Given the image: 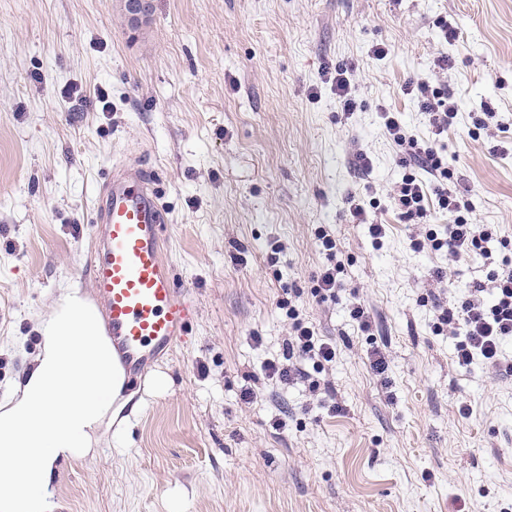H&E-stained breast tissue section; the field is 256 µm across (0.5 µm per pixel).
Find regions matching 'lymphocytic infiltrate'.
Returning <instances> with one entry per match:
<instances>
[{"label": "lymphocytic infiltrate", "mask_w": 512, "mask_h": 512, "mask_svg": "<svg viewBox=\"0 0 512 512\" xmlns=\"http://www.w3.org/2000/svg\"><path fill=\"white\" fill-rule=\"evenodd\" d=\"M451 67L448 55H441L434 61L438 79L411 82L405 87L406 94L428 118L430 138L421 139L410 133L399 113L383 111L382 120L386 134L399 149L402 164L413 168L390 196L400 223L425 227L424 232L411 236L410 247L418 253H447L449 264L454 265L472 252H488L490 243L497 241L499 235L492 225L472 222L475 205L471 189L454 178L444 156L443 137L455 125L459 112L447 82L441 79ZM435 210L448 216L443 228L428 225ZM316 237L328 264L318 277L313 294L324 303L338 299L342 267L337 260L335 237L324 230L318 231ZM433 309L435 332H449L456 340L455 361L459 366L467 368L479 362L493 369L501 368V347L512 340V263L502 262L493 270L489 285H473L465 297L435 302ZM286 314L291 334L285 342L283 359L266 362V375L284 383L305 378L311 392L331 395V384L309 379L304 364L309 360L319 366L335 362V341L317 335L295 305H287Z\"/></svg>", "instance_id": "1"}]
</instances>
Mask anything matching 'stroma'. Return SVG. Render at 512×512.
<instances>
[{
  "instance_id": "stroma-1",
  "label": "stroma",
  "mask_w": 512,
  "mask_h": 512,
  "mask_svg": "<svg viewBox=\"0 0 512 512\" xmlns=\"http://www.w3.org/2000/svg\"><path fill=\"white\" fill-rule=\"evenodd\" d=\"M443 18L462 39L441 40ZM443 53L459 107L448 165L473 191V221L512 238V0H150L136 28L125 0H0V400L60 288L92 297L93 206L120 160L159 173L166 257L196 309L186 341L152 367L166 391L142 376L122 440L58 466V512H512V373L459 367L422 302L443 292L436 268L460 297L505 251L454 267L414 252L389 202L404 170L380 113L427 136L404 88L434 78ZM342 63L354 68L352 112L327 83ZM484 102L505 125L471 135ZM361 150L371 173L354 164ZM350 195L378 202L382 246ZM322 228L373 335L345 302L311 295ZM290 286L302 318L336 343L322 374L334 400L265 375L290 332L278 306Z\"/></svg>"
}]
</instances>
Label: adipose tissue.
I'll list each match as a JSON object with an SVG mask.
<instances>
[{
    "instance_id": "ef3b65f1",
    "label": "adipose tissue",
    "mask_w": 512,
    "mask_h": 512,
    "mask_svg": "<svg viewBox=\"0 0 512 512\" xmlns=\"http://www.w3.org/2000/svg\"><path fill=\"white\" fill-rule=\"evenodd\" d=\"M36 330L31 362L0 403V512H56V465L128 421L124 373L79 288L61 289Z\"/></svg>"
}]
</instances>
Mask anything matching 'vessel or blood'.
Listing matches in <instances>:
<instances>
[{
  "label": "vessel or blood",
  "instance_id": "vessel-or-blood-1",
  "mask_svg": "<svg viewBox=\"0 0 512 512\" xmlns=\"http://www.w3.org/2000/svg\"><path fill=\"white\" fill-rule=\"evenodd\" d=\"M159 187L158 173L146 162L113 169L99 192V230L86 266L112 349L129 376L172 353L195 314L163 257L171 218Z\"/></svg>",
  "mask_w": 512,
  "mask_h": 512
}]
</instances>
